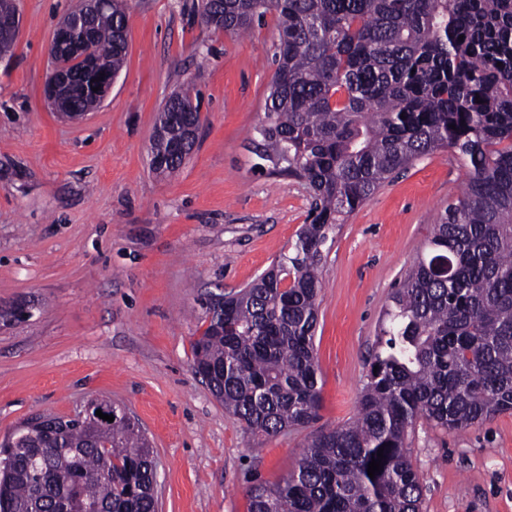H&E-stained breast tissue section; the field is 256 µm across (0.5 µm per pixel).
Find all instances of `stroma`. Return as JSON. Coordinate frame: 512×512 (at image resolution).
Returning a JSON list of instances; mask_svg holds the SVG:
<instances>
[{"label": "stroma", "mask_w": 512, "mask_h": 512, "mask_svg": "<svg viewBox=\"0 0 512 512\" xmlns=\"http://www.w3.org/2000/svg\"><path fill=\"white\" fill-rule=\"evenodd\" d=\"M78 0H18L0 59V438L35 414L68 418L92 398L139 419L157 463L158 512H248L252 482H282L312 433L357 413L390 296L461 190L452 152L416 160L338 225L323 262L314 344L322 404L311 426L244 433L192 370L200 299L236 292L305 224L306 185L257 166L274 16L234 37L192 0H130L128 50L102 104L61 118L45 98L49 45ZM200 95L199 142L178 173L152 169L166 99ZM407 444L422 512H512V414L462 433L417 422Z\"/></svg>", "instance_id": "1"}]
</instances>
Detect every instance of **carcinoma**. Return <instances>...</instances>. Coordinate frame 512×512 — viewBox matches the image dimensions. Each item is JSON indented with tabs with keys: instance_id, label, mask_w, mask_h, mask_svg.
Listing matches in <instances>:
<instances>
[{
	"instance_id": "cac0c4a2",
	"label": "carcinoma",
	"mask_w": 512,
	"mask_h": 512,
	"mask_svg": "<svg viewBox=\"0 0 512 512\" xmlns=\"http://www.w3.org/2000/svg\"><path fill=\"white\" fill-rule=\"evenodd\" d=\"M86 42L121 71L128 0H108ZM209 28L241 36L273 14L276 65L253 153L304 182L309 223L250 286L203 303L193 368L253 435L318 417L314 335L324 249L393 174L449 149L467 170L425 251L390 297L353 421L316 433L281 483L248 489V512H421L407 438L422 419L461 432L512 411V0H199ZM0 0V28L18 25ZM464 39H459V36ZM71 117L99 104L74 50ZM481 102H476V99ZM190 91L163 106L154 170L172 175L200 128ZM70 420L0 445V512H157L156 464L139 421ZM384 448L381 470L368 464Z\"/></svg>"
}]
</instances>
